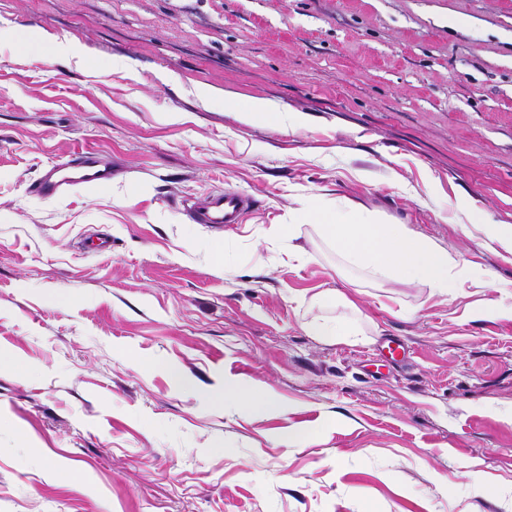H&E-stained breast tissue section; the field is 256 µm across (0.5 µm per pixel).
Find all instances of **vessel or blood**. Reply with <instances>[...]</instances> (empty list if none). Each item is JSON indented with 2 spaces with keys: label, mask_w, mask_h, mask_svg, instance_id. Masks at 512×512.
Segmentation results:
<instances>
[{
  "label": "vessel or blood",
  "mask_w": 512,
  "mask_h": 512,
  "mask_svg": "<svg viewBox=\"0 0 512 512\" xmlns=\"http://www.w3.org/2000/svg\"><path fill=\"white\" fill-rule=\"evenodd\" d=\"M115 169L102 152L82 149L66 159L51 162L33 183L32 190L44 198H52L76 186L104 187L111 183ZM251 197L233 191L211 194L186 206L187 216L195 223L216 227L240 223L252 207Z\"/></svg>",
  "instance_id": "b4317fda"
}]
</instances>
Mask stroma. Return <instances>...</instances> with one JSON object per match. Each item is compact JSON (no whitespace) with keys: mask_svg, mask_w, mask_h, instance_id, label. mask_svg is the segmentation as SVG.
Segmentation results:
<instances>
[{"mask_svg":"<svg viewBox=\"0 0 512 512\" xmlns=\"http://www.w3.org/2000/svg\"><path fill=\"white\" fill-rule=\"evenodd\" d=\"M1 25L0 512H512V318L484 312L512 304V0H0ZM82 148L110 185L31 193ZM218 190L255 199L238 227L186 215ZM313 200L494 285L273 236ZM341 314L358 341L307 334ZM234 108L237 112H242L243 117L247 121L266 119L282 123L286 118L282 112H287V110L277 111L270 103L261 100H254L245 104H236ZM227 402L242 405L251 404L262 407H269L272 401L266 393L241 388L228 387L224 389V404Z\"/></svg>","mask_w":512,"mask_h":512,"instance_id":"stroma-1","label":"stroma"}]
</instances>
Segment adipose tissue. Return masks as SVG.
Segmentation results:
<instances>
[{"instance_id":"1","label":"adipose tissue","mask_w":512,"mask_h":512,"mask_svg":"<svg viewBox=\"0 0 512 512\" xmlns=\"http://www.w3.org/2000/svg\"><path fill=\"white\" fill-rule=\"evenodd\" d=\"M318 224L338 252L385 280L421 283L447 291L454 277L467 276L447 251L410 232L405 225L389 224L375 214L339 202L331 207L311 203L298 210L290 224L280 225L278 237L292 235L299 224Z\"/></svg>"}]
</instances>
